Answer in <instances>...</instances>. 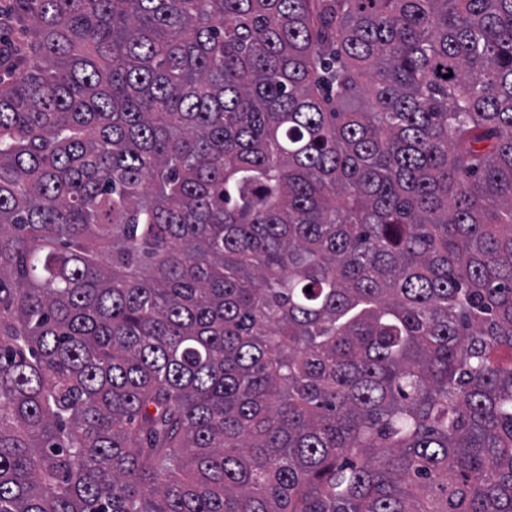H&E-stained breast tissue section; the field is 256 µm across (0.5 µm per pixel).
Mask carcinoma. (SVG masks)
I'll use <instances>...</instances> for the list:
<instances>
[{
  "instance_id": "1",
  "label": "carcinoma",
  "mask_w": 512,
  "mask_h": 512,
  "mask_svg": "<svg viewBox=\"0 0 512 512\" xmlns=\"http://www.w3.org/2000/svg\"><path fill=\"white\" fill-rule=\"evenodd\" d=\"M29 22L0 512H512V0Z\"/></svg>"
}]
</instances>
